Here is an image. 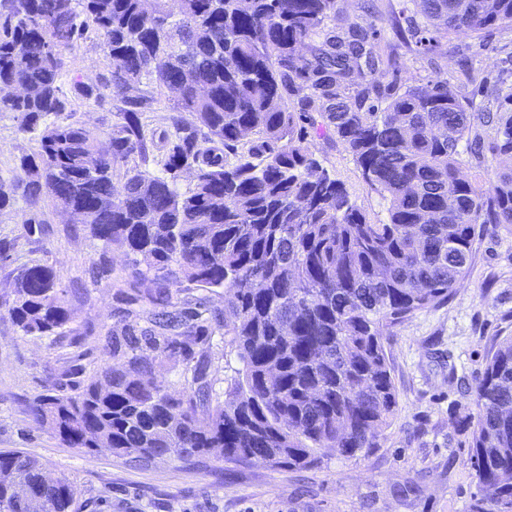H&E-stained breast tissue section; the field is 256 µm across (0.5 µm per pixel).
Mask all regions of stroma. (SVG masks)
Here are the masks:
<instances>
[{"label": "stroma", "mask_w": 512, "mask_h": 512, "mask_svg": "<svg viewBox=\"0 0 512 512\" xmlns=\"http://www.w3.org/2000/svg\"><path fill=\"white\" fill-rule=\"evenodd\" d=\"M510 55V28L482 38L459 33L451 36L445 54L406 57L404 72L422 83L447 77L465 94L472 89L467 74L497 75ZM67 59L61 87L73 120L99 135L110 132L123 100L83 99L72 91L74 79L101 87L111 76L112 60L97 33L87 31ZM136 94L147 130L169 129L173 110L166 90L146 80ZM310 142L351 201L372 222L385 221V202L345 147L316 134ZM37 148V135L19 131L13 114H0V178L17 176L19 156ZM39 216L28 237L23 199L0 210V239L21 240L0 264V450H22L51 475L73 478L78 512H467L475 490L470 436L453 417L473 409L472 388L495 341L512 335V231L479 239L471 269L448 302L417 312L388 335L385 349L399 409L370 454L353 459L327 454L313 467L288 469L260 461L229 464L216 451L200 465L164 459L135 468L104 448L83 454L63 447L49 426L27 414L50 377L77 367L96 369L104 358L90 343L76 347L21 335L6 313L17 271L36 262L53 266L72 328L90 337L116 325L120 310L149 307L132 288L131 260L122 251L103 253L100 242L68 220L52 199H45ZM104 255L112 278L97 283L93 270ZM409 478L415 492L396 495Z\"/></svg>", "instance_id": "stroma-1"}]
</instances>
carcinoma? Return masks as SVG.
I'll return each mask as SVG.
<instances>
[{"label":"carcinoma","instance_id":"cac0c4a2","mask_svg":"<svg viewBox=\"0 0 512 512\" xmlns=\"http://www.w3.org/2000/svg\"><path fill=\"white\" fill-rule=\"evenodd\" d=\"M371 0L351 16L336 0H0V113L12 112L39 150L18 158L24 177L0 178V209L19 195L40 223L43 197L83 215L102 245L134 255L153 309L93 338L109 362L67 384L51 378L28 416L67 448H98L134 466L197 463L219 448L237 465L307 468L322 453L365 456L399 401L384 331L448 301L469 272L476 241L512 227V81L488 102L438 77L401 76L407 53L439 55L442 39L512 27V0H402L389 15L400 42L381 43ZM112 59L108 88L147 79L171 96L174 134L148 137L126 110L103 142L61 120L66 52L88 29ZM192 121H184L182 114ZM336 137L387 201L371 222L314 157L308 129ZM161 156V170L134 164ZM233 151L234 162L228 161ZM507 165L476 181L465 153ZM195 171L182 193L179 171ZM222 288L206 307L191 286ZM175 291H170V287ZM8 314L24 336L86 337L70 327L54 268L14 278ZM236 352L219 400L215 332ZM181 370L172 394L157 368ZM470 431L476 492L468 512H512V336L498 340L473 387ZM74 481L49 476L25 452L0 450V512H75Z\"/></svg>","mask_w":512,"mask_h":512}]
</instances>
